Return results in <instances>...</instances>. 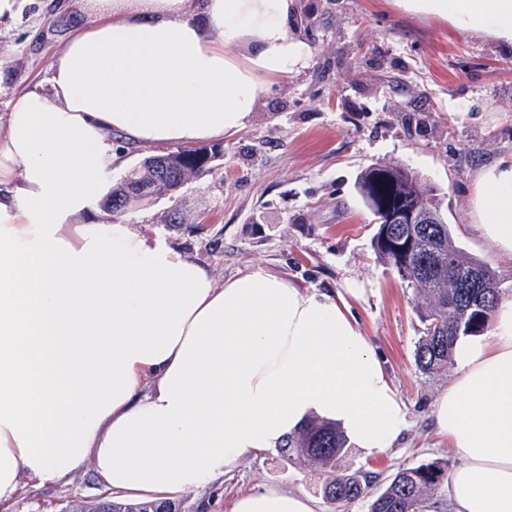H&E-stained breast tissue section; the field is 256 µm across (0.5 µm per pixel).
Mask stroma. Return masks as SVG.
Here are the masks:
<instances>
[{
	"instance_id": "obj_1",
	"label": "stroma",
	"mask_w": 512,
	"mask_h": 512,
	"mask_svg": "<svg viewBox=\"0 0 512 512\" xmlns=\"http://www.w3.org/2000/svg\"><path fill=\"white\" fill-rule=\"evenodd\" d=\"M298 33L312 61L275 84L249 127L219 143L213 172L188 181L177 199L129 212L128 223L207 264L223 283L254 269L308 292L361 289L350 310L369 336L400 400L408 428L373 455L352 449L343 465L386 482L399 467L460 459L435 434L433 409L449 376L414 363L422 324L413 288L378 263L375 216L355 183L375 164L401 165L433 189L466 251L512 294V256L494 253L472 226L477 171L512 154V47L412 15L393 0H297ZM73 32L68 11L24 0L0 25V113L15 93L44 82L51 58ZM183 221L168 223L171 210ZM325 473L278 456H242L223 482L180 494L182 512H225L242 491L280 489L316 499L319 512H367V500L320 501ZM93 469L70 483L26 484L9 512H63L70 500L104 497Z\"/></svg>"
}]
</instances>
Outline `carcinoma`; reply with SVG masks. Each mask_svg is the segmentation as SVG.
<instances>
[{
	"mask_svg": "<svg viewBox=\"0 0 512 512\" xmlns=\"http://www.w3.org/2000/svg\"><path fill=\"white\" fill-rule=\"evenodd\" d=\"M220 151L178 149L144 158L112 186L100 207L114 217L172 196L192 178L212 171ZM358 193L377 220L372 247L376 258L411 284L420 299L423 328L414 352L415 366L427 376L448 373L454 343L461 335L482 333L498 299L494 274L480 259L465 254L433 194L413 172L397 166H374L361 173ZM349 445L335 423L308 420L278 448L290 462L330 473L322 496L331 504L370 499L368 512H426L429 496L448 481V461L433 459L398 469L373 494L375 477L341 466ZM181 512L171 500L119 502L73 499L66 512Z\"/></svg>",
	"mask_w": 512,
	"mask_h": 512,
	"instance_id": "obj_1",
	"label": "carcinoma"
}]
</instances>
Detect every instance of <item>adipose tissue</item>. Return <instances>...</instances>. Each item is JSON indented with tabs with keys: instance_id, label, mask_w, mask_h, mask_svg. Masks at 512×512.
<instances>
[{
	"instance_id": "ef3b65f1",
	"label": "adipose tissue",
	"mask_w": 512,
	"mask_h": 512,
	"mask_svg": "<svg viewBox=\"0 0 512 512\" xmlns=\"http://www.w3.org/2000/svg\"><path fill=\"white\" fill-rule=\"evenodd\" d=\"M512 46V0H399ZM48 89L0 113V506L22 479L93 468L112 495L169 500L309 416L370 455L405 412L344 296L256 269L218 283L125 221H91L131 147H190L247 128L273 85L311 63L296 0H74ZM95 21L82 23L83 15ZM471 214L512 255V155L480 168ZM435 424L461 457L449 512H512V294L460 337ZM229 512H318L266 489Z\"/></svg>"
}]
</instances>
